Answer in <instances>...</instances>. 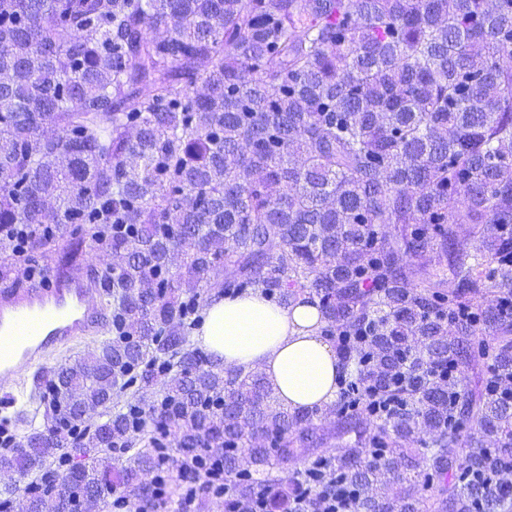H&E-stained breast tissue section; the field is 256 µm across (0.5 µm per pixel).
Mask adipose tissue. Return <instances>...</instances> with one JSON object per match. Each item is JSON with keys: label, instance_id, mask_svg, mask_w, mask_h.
<instances>
[{"label": "adipose tissue", "instance_id": "adipose-tissue-1", "mask_svg": "<svg viewBox=\"0 0 512 512\" xmlns=\"http://www.w3.org/2000/svg\"><path fill=\"white\" fill-rule=\"evenodd\" d=\"M318 308L279 306L261 291L212 298L195 329V343L224 367L260 368L292 409L332 402L342 361L321 332Z\"/></svg>", "mask_w": 512, "mask_h": 512}]
</instances>
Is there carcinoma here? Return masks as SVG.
Listing matches in <instances>:
<instances>
[{
  "instance_id": "1",
  "label": "carcinoma",
  "mask_w": 512,
  "mask_h": 512,
  "mask_svg": "<svg viewBox=\"0 0 512 512\" xmlns=\"http://www.w3.org/2000/svg\"><path fill=\"white\" fill-rule=\"evenodd\" d=\"M0 54V236L26 233L0 283L88 262L86 225L110 252L115 339L47 376L30 420L103 449L59 475L83 505L167 508L141 476L174 442L233 461L263 512L325 484L353 512H512V399L484 386L512 374V0H0ZM256 289L318 306L335 402L291 411L191 343L212 298ZM7 429L24 478L60 450Z\"/></svg>"
}]
</instances>
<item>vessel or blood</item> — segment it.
Listing matches in <instances>:
<instances>
[{
	"label": "vessel or blood",
	"mask_w": 512,
	"mask_h": 512,
	"mask_svg": "<svg viewBox=\"0 0 512 512\" xmlns=\"http://www.w3.org/2000/svg\"><path fill=\"white\" fill-rule=\"evenodd\" d=\"M91 274L56 269L38 288L0 289V381L38 385L45 365L110 321Z\"/></svg>",
	"instance_id": "b4317fda"
}]
</instances>
